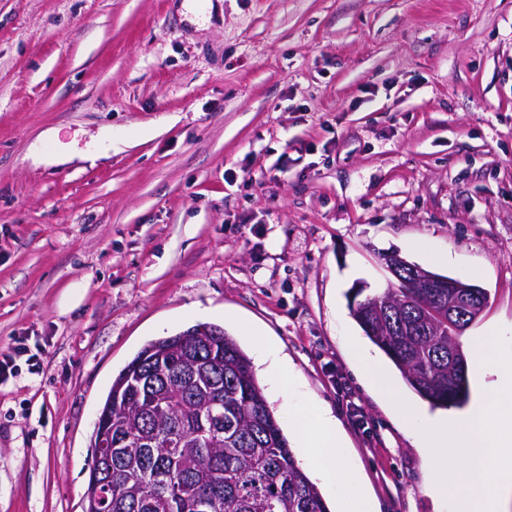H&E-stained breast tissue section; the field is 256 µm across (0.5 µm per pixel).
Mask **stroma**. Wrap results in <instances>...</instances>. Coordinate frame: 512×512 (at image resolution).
<instances>
[{
	"mask_svg": "<svg viewBox=\"0 0 512 512\" xmlns=\"http://www.w3.org/2000/svg\"><path fill=\"white\" fill-rule=\"evenodd\" d=\"M0 0V512H84L113 379L209 323L336 417L374 512H449L352 347L396 252L512 328V0ZM256 359L259 365L265 366V371L277 377L276 392L280 396L292 394L298 384V375L289 362L280 358L268 344L258 345Z\"/></svg>",
	"mask_w": 512,
	"mask_h": 512,
	"instance_id": "35a3bbf8",
	"label": "stroma"
}]
</instances>
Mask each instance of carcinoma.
<instances>
[{"label": "carcinoma", "mask_w": 512, "mask_h": 512, "mask_svg": "<svg viewBox=\"0 0 512 512\" xmlns=\"http://www.w3.org/2000/svg\"><path fill=\"white\" fill-rule=\"evenodd\" d=\"M352 314L405 383L435 407H460L465 327L448 324V289L393 283ZM112 436V512H329L299 466L224 328L199 326L148 342L113 380L101 409ZM93 460L85 499L105 494Z\"/></svg>", "instance_id": "1"}]
</instances>
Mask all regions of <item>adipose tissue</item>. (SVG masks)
<instances>
[{"instance_id":"ef3b65f1","label":"adipose tissue","mask_w":512,"mask_h":512,"mask_svg":"<svg viewBox=\"0 0 512 512\" xmlns=\"http://www.w3.org/2000/svg\"><path fill=\"white\" fill-rule=\"evenodd\" d=\"M311 465L335 495L337 512H372L357 475L340 454L343 440L338 423L318 399L304 397L289 420Z\"/></svg>"}]
</instances>
